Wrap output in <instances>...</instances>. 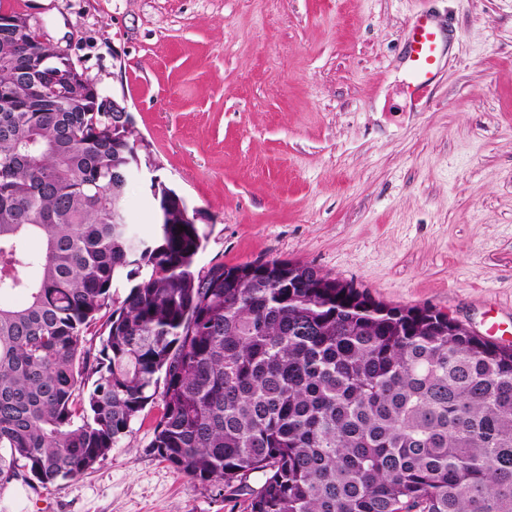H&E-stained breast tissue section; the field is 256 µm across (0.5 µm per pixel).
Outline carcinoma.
I'll return each instance as SVG.
<instances>
[{
	"label": "carcinoma",
	"mask_w": 512,
	"mask_h": 512,
	"mask_svg": "<svg viewBox=\"0 0 512 512\" xmlns=\"http://www.w3.org/2000/svg\"><path fill=\"white\" fill-rule=\"evenodd\" d=\"M22 42L0 29V104ZM79 102L0 112V484L84 474L159 392L157 454L247 512H512L511 345L300 262L199 268L168 186L152 238L112 223L139 139Z\"/></svg>",
	"instance_id": "cac0c4a2"
}]
</instances>
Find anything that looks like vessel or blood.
Instances as JSON below:
<instances>
[{
    "label": "vessel or blood",
    "mask_w": 512,
    "mask_h": 512,
    "mask_svg": "<svg viewBox=\"0 0 512 512\" xmlns=\"http://www.w3.org/2000/svg\"><path fill=\"white\" fill-rule=\"evenodd\" d=\"M445 46V28L441 20L431 12L420 13L410 28L405 50L415 88H423L437 74Z\"/></svg>",
    "instance_id": "b4317fda"
}]
</instances>
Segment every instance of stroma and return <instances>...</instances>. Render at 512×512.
Wrapping results in <instances>:
<instances>
[{"mask_svg":"<svg viewBox=\"0 0 512 512\" xmlns=\"http://www.w3.org/2000/svg\"><path fill=\"white\" fill-rule=\"evenodd\" d=\"M125 98L207 234L196 264L280 259L512 344V0H0ZM447 15L414 91L418 14ZM155 232L143 180L125 189ZM154 400L75 479L0 485V512H246L151 443ZM446 46L445 28L429 11L414 20L406 43L405 60L415 90L423 88L438 72Z\"/></svg>","mask_w":512,"mask_h":512,"instance_id":"1","label":"stroma"}]
</instances>
